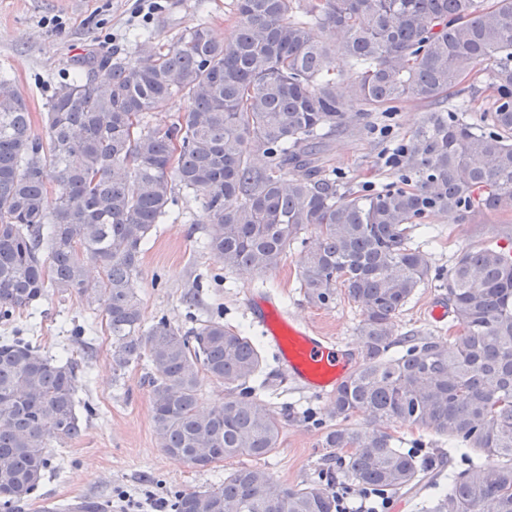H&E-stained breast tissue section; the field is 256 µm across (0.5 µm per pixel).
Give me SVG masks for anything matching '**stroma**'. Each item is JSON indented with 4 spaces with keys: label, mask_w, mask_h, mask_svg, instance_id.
Segmentation results:
<instances>
[{
    "label": "stroma",
    "mask_w": 512,
    "mask_h": 512,
    "mask_svg": "<svg viewBox=\"0 0 512 512\" xmlns=\"http://www.w3.org/2000/svg\"><path fill=\"white\" fill-rule=\"evenodd\" d=\"M231 0H155L150 17L135 13V0H0V77L8 79L26 97L35 132H42L44 112L57 85L73 77V60L88 52L100 55L134 54V35L150 32L153 41L166 43L182 30L203 23L220 39L235 32ZM426 108L400 105L391 119H379L374 132L340 133L328 155L327 169L348 190H378L397 182L398 172L387 158L393 141L407 136L422 120ZM432 231L422 237L423 250L433 268L448 270L456 253L485 242H499L512 222L477 212L458 224L446 216L431 217ZM209 213L192 198H181L174 217L158 225L142 257L136 286L145 324L166 317L172 325L191 326L193 320L222 315L225 324L243 329L254 339L247 294L266 291L280 307L302 323L322 329L337 344L355 347L358 306L337 296L331 308L310 305L299 289L301 253L292 249L277 268L262 276L228 274L222 283L212 277L219 266L202 248ZM198 292L196 305H188V293ZM446 290L439 282L422 288L407 304L397 322L401 331L447 336V323L433 322L431 305H447ZM37 321L19 318L15 327L31 336L53 358L82 353L72 341L76 327H93V356L88 376L78 377L75 397L90 403L95 416L85 420L81 437L54 445L52 467L40 488L41 497L24 512H46L50 505L76 501L109 502V512H127L130 503L143 512H167V490L205 489L223 478L225 471L252 465L249 457L223 461L207 470L190 467L167 455L160 447L152 423L143 367H130L123 376L112 371V338L101 311L90 310L75 295H56L44 306ZM12 327V328H15ZM12 328L0 325V337ZM264 371L273 387L260 390L261 398L283 415V427L275 452L264 464L275 479L301 484L323 473L328 455L321 446V421L328 418L325 396L306 391L285 380L276 352L262 348Z\"/></svg>",
    "instance_id": "stroma-1"
}]
</instances>
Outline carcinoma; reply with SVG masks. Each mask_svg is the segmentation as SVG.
I'll return each instance as SVG.
<instances>
[{"mask_svg": "<svg viewBox=\"0 0 512 512\" xmlns=\"http://www.w3.org/2000/svg\"><path fill=\"white\" fill-rule=\"evenodd\" d=\"M237 34L198 24L133 57L73 61L35 134L26 98L0 80V323L51 296L103 307L112 370L145 364L161 448L205 469L277 448L282 419L257 397V343L219 319L145 329L135 280L153 229L181 193L211 214L203 247L224 270L264 275L302 252L299 285L313 306L343 293L361 311L355 369L330 398L339 421L322 447L342 481L413 493L418 512H512V251L461 250L446 276L455 335L406 334L397 317L428 284L415 238L426 221L512 214V0H234ZM355 66L336 91V57ZM486 60L494 108L470 123L445 107ZM101 69L109 71L98 79ZM175 109L165 127L151 114ZM429 107L394 144L398 183L342 191L326 173L336 135L372 127L395 105ZM55 195L49 209L46 199ZM99 277L90 282L87 263ZM77 361L29 336L0 338V512H21L51 469L49 448L79 438ZM224 401L199 409L201 380ZM354 416L366 420L352 427ZM404 424L448 439L465 467L426 464L390 432ZM170 512H336L318 480L278 483L257 465L181 490Z\"/></svg>", "mask_w": 512, "mask_h": 512, "instance_id": "carcinoma-1", "label": "carcinoma"}]
</instances>
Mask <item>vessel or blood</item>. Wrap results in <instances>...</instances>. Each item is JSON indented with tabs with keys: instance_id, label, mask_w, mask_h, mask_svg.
I'll list each match as a JSON object with an SVG mask.
<instances>
[{
	"instance_id": "b4317fda",
	"label": "vessel or blood",
	"mask_w": 512,
	"mask_h": 512,
	"mask_svg": "<svg viewBox=\"0 0 512 512\" xmlns=\"http://www.w3.org/2000/svg\"><path fill=\"white\" fill-rule=\"evenodd\" d=\"M247 302L290 379L329 394L350 374L352 362L347 350L331 344L314 325L284 316L273 295L253 292Z\"/></svg>"
}]
</instances>
